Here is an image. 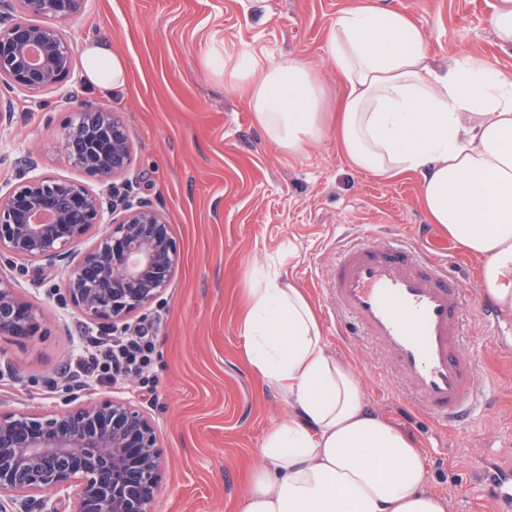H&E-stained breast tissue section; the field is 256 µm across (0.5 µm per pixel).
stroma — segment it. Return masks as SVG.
<instances>
[{
	"mask_svg": "<svg viewBox=\"0 0 512 512\" xmlns=\"http://www.w3.org/2000/svg\"><path fill=\"white\" fill-rule=\"evenodd\" d=\"M355 0H87L67 31L77 45L100 40L124 57L126 83L114 92L69 82L76 100L119 112L132 144L120 176L136 199L162 211L179 250L159 301L130 317L148 328L150 364L134 377L74 378L73 359L90 338L117 341L112 329L61 308L52 283L33 287L6 259L24 302L40 311L31 336L0 337L11 371L0 377V407L44 411L67 403L135 401L155 420L160 481L153 512H239L246 474L259 462L264 434L288 412L275 386L246 362L238 313L258 269L281 265L306 290L330 352L359 377L365 400L412 434L425 457L430 486L448 497L449 512H497L481 494L480 471L512 464V314L499 344L488 339L479 308L470 311L477 384L492 403L468 427L448 430L407 412L398 388L379 373L382 356L341 335L328 291L336 239H369L380 227L424 246L447 263L468 293L479 294L475 263L458 253L417 203V182L381 181L350 169L334 138L290 157L271 143L249 112L243 91L225 86L208 65L213 50H245L276 59L311 60L330 95L341 87L323 52L328 24ZM424 32L436 65L458 55L512 71L488 18L496 0H381ZM11 127L0 130V184L16 183L29 156L40 174L83 179L58 146L70 107L58 93L14 96Z\"/></svg>",
	"mask_w": 512,
	"mask_h": 512,
	"instance_id": "obj_1",
	"label": "stroma"
}]
</instances>
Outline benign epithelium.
<instances>
[{
  "mask_svg": "<svg viewBox=\"0 0 512 512\" xmlns=\"http://www.w3.org/2000/svg\"><path fill=\"white\" fill-rule=\"evenodd\" d=\"M14 2L16 14L0 13V129L13 120L8 93L57 92L72 80L77 47L63 23L86 0ZM74 116L91 117L92 133L66 122L60 152L101 184L121 174L131 146L119 113L85 101ZM4 253L36 287L52 273L61 307L114 329L162 297L178 259L170 225L149 203L115 184L48 176L0 185ZM37 325V311L0 277V336ZM159 460L156 423L130 400L0 409V512H153Z\"/></svg>",
  "mask_w": 512,
  "mask_h": 512,
  "instance_id": "7a95c632",
  "label": "benign epithelium"
}]
</instances>
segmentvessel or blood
Segmentation results:
<instances>
[{
  "label": "vessel or blood",
  "mask_w": 512,
  "mask_h": 512,
  "mask_svg": "<svg viewBox=\"0 0 512 512\" xmlns=\"http://www.w3.org/2000/svg\"><path fill=\"white\" fill-rule=\"evenodd\" d=\"M329 292L357 333L378 346L407 400L439 422L463 427L478 402L475 361L464 351L473 298L417 247L387 237L347 242L338 251ZM484 485L512 505V469L491 468Z\"/></svg>",
  "instance_id": "vessel-or-blood-1"
}]
</instances>
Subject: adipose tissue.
<instances>
[{
    "mask_svg": "<svg viewBox=\"0 0 512 512\" xmlns=\"http://www.w3.org/2000/svg\"><path fill=\"white\" fill-rule=\"evenodd\" d=\"M324 51L343 87L334 102L304 58L208 63L244 91L255 123L288 155L331 135L355 171L417 177L428 222L478 260L482 296L512 311V73L471 55L436 68L422 30L375 0L338 12ZM82 56L90 85L123 86L126 62L106 42L85 44ZM239 329L249 365L288 401L239 512H449L414 438L364 401L307 295L278 266L248 290Z\"/></svg>",
    "mask_w": 512,
    "mask_h": 512,
    "instance_id": "1",
    "label": "adipose tissue"
}]
</instances>
